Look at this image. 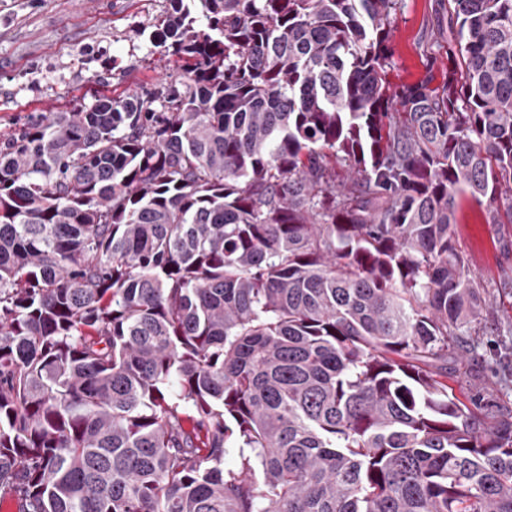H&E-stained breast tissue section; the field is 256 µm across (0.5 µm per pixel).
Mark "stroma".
Returning a JSON list of instances; mask_svg holds the SVG:
<instances>
[{"instance_id":"1","label":"stroma","mask_w":512,"mask_h":512,"mask_svg":"<svg viewBox=\"0 0 512 512\" xmlns=\"http://www.w3.org/2000/svg\"><path fill=\"white\" fill-rule=\"evenodd\" d=\"M168 0H0V132L73 104L155 89L180 69L154 39ZM436 0H403L389 42L392 85L448 78ZM469 269L484 288L476 349L465 372H449L448 392L466 404L512 411V227L487 223L462 198L453 227Z\"/></svg>"}]
</instances>
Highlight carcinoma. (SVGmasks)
Segmentation results:
<instances>
[{
  "mask_svg": "<svg viewBox=\"0 0 512 512\" xmlns=\"http://www.w3.org/2000/svg\"><path fill=\"white\" fill-rule=\"evenodd\" d=\"M446 2L448 82L395 88L403 0H170L181 87L0 138V498L512 512V416L448 396L457 198L512 224V0Z\"/></svg>",
  "mask_w": 512,
  "mask_h": 512,
  "instance_id": "cac0c4a2",
  "label": "carcinoma"
}]
</instances>
